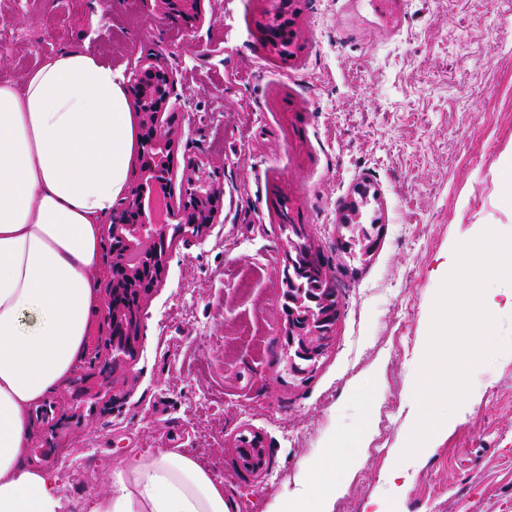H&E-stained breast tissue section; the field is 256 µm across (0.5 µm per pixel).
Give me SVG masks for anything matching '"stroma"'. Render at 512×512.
Listing matches in <instances>:
<instances>
[{
	"instance_id": "stroma-1",
	"label": "stroma",
	"mask_w": 512,
	"mask_h": 512,
	"mask_svg": "<svg viewBox=\"0 0 512 512\" xmlns=\"http://www.w3.org/2000/svg\"><path fill=\"white\" fill-rule=\"evenodd\" d=\"M204 7L190 29L150 0H0V81L21 83L63 48L125 72L156 60L186 111L178 167L224 161L223 223L172 239L135 358H113L95 316L71 372L29 410L26 467L84 512L114 466L173 448L223 480L237 512H269L334 436L366 461L337 466L333 512H512V352L475 370L453 429L396 474L435 272L456 241L512 232V14L492 0ZM281 10L285 61L262 34ZM359 184L375 194L362 223L381 225L366 262L337 244ZM286 218L319 244L341 304L316 369L295 378L283 362ZM256 434L265 465L253 472L238 446Z\"/></svg>"
}]
</instances>
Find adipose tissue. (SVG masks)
<instances>
[{
  "label": "adipose tissue",
  "mask_w": 512,
  "mask_h": 512,
  "mask_svg": "<svg viewBox=\"0 0 512 512\" xmlns=\"http://www.w3.org/2000/svg\"><path fill=\"white\" fill-rule=\"evenodd\" d=\"M140 129L122 72L64 48L0 83V512H69L25 467L31 406L72 369L102 301L101 224L129 191ZM317 459L270 512H332ZM223 480L175 450L116 466L87 512H231Z\"/></svg>",
  "instance_id": "1"
}]
</instances>
